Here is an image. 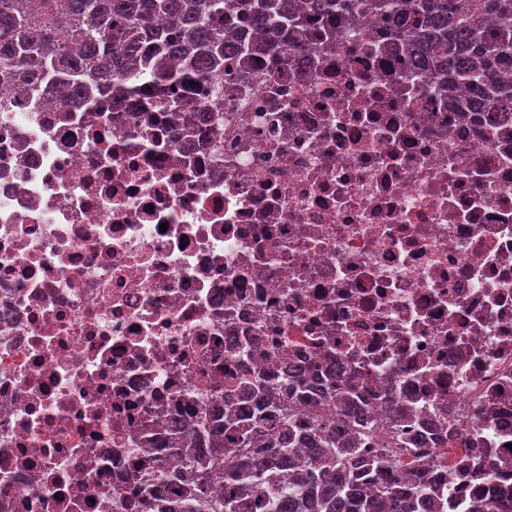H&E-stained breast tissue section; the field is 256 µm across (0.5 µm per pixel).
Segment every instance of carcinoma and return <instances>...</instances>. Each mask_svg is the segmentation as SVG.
<instances>
[{
	"mask_svg": "<svg viewBox=\"0 0 512 512\" xmlns=\"http://www.w3.org/2000/svg\"><path fill=\"white\" fill-rule=\"evenodd\" d=\"M391 17L392 34L411 44L414 67L446 72L473 86L476 109L512 112V0H367ZM349 9L343 0H0V80H42L46 92L75 93L114 79L132 80L145 46L154 55L159 95L171 82L209 81L224 58L282 51V37L310 19L330 22ZM496 19L490 32L486 19ZM165 26L158 27L157 19ZM248 30L265 32L261 45ZM178 59L181 68H168ZM233 400L205 389L209 408L172 421L170 443L188 460L182 512H448L431 462L410 464L388 448H428L458 440L448 424L415 421L396 403L376 437L369 396L334 361L316 369L288 365L281 380L265 372L232 384ZM324 406L336 419L313 412ZM237 451L224 469L226 449ZM224 482V495L212 485ZM470 512H512V496L473 499Z\"/></svg>",
	"mask_w": 512,
	"mask_h": 512,
	"instance_id": "cac0c4a2",
	"label": "carcinoma"
}]
</instances>
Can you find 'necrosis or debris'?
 <instances>
[{"label":"necrosis or debris","mask_w":512,"mask_h":512,"mask_svg":"<svg viewBox=\"0 0 512 512\" xmlns=\"http://www.w3.org/2000/svg\"><path fill=\"white\" fill-rule=\"evenodd\" d=\"M384 15L160 99L0 90V512H156L174 414L228 372L342 363L512 490V113L411 68Z\"/></svg>","instance_id":"obj_1"}]
</instances>
